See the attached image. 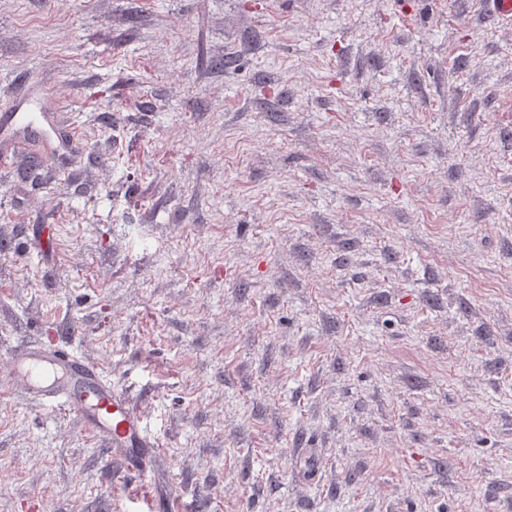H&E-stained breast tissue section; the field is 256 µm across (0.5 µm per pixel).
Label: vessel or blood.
Returning <instances> with one entry per match:
<instances>
[{"mask_svg":"<svg viewBox=\"0 0 512 512\" xmlns=\"http://www.w3.org/2000/svg\"><path fill=\"white\" fill-rule=\"evenodd\" d=\"M0 139L16 153L42 144L52 158L70 136L46 125L42 114L5 112L0 114ZM6 376L42 403L75 413L84 430L102 440L129 471H142L156 457L157 443L144 431L141 414L113 393L97 365L63 344L26 342L13 352Z\"/></svg>","mask_w":512,"mask_h":512,"instance_id":"1","label":"vessel or blood"}]
</instances>
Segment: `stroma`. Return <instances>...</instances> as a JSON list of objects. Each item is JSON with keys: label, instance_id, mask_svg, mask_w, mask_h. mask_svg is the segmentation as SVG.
Listing matches in <instances>:
<instances>
[{"label": "stroma", "instance_id": "stroma-1", "mask_svg": "<svg viewBox=\"0 0 512 512\" xmlns=\"http://www.w3.org/2000/svg\"><path fill=\"white\" fill-rule=\"evenodd\" d=\"M15 96L82 142L0 166V512H512V27L480 0H0ZM51 334L141 412L146 475L4 377Z\"/></svg>", "mask_w": 512, "mask_h": 512}]
</instances>
